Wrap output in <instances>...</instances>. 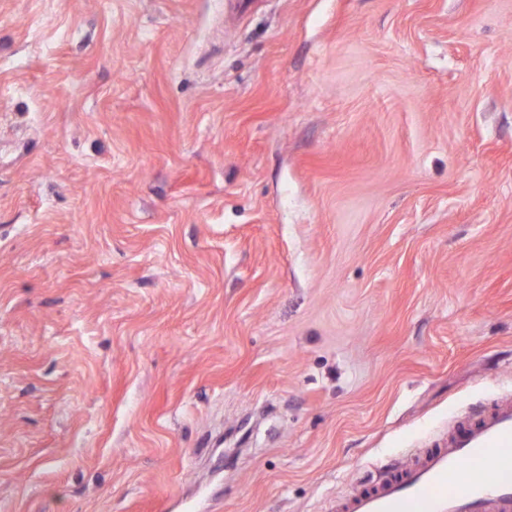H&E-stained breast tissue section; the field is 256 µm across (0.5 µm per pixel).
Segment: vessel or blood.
Returning <instances> with one entry per match:
<instances>
[{
  "label": "vessel or blood",
  "instance_id": "obj_1",
  "mask_svg": "<svg viewBox=\"0 0 512 512\" xmlns=\"http://www.w3.org/2000/svg\"><path fill=\"white\" fill-rule=\"evenodd\" d=\"M335 512H512V396L356 484Z\"/></svg>",
  "mask_w": 512,
  "mask_h": 512
}]
</instances>
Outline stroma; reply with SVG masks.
Wrapping results in <instances>:
<instances>
[{"label": "stroma", "instance_id": "obj_1", "mask_svg": "<svg viewBox=\"0 0 512 512\" xmlns=\"http://www.w3.org/2000/svg\"><path fill=\"white\" fill-rule=\"evenodd\" d=\"M512 395V0H0V512H333Z\"/></svg>", "mask_w": 512, "mask_h": 512}]
</instances>
